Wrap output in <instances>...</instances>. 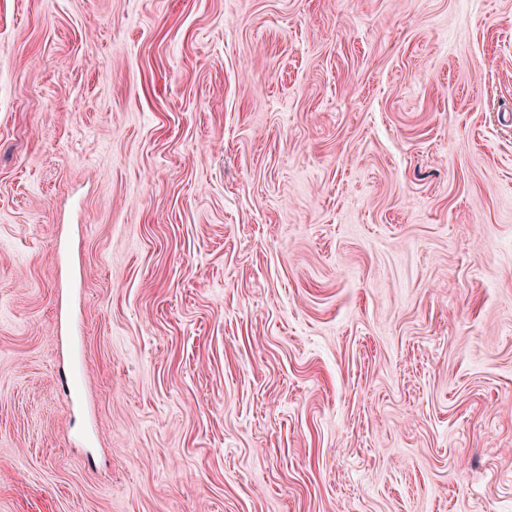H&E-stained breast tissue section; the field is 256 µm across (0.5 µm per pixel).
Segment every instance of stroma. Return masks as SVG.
<instances>
[{
    "mask_svg": "<svg viewBox=\"0 0 512 512\" xmlns=\"http://www.w3.org/2000/svg\"><path fill=\"white\" fill-rule=\"evenodd\" d=\"M0 512H512V0H0Z\"/></svg>",
    "mask_w": 512,
    "mask_h": 512,
    "instance_id": "1",
    "label": "stroma"
}]
</instances>
